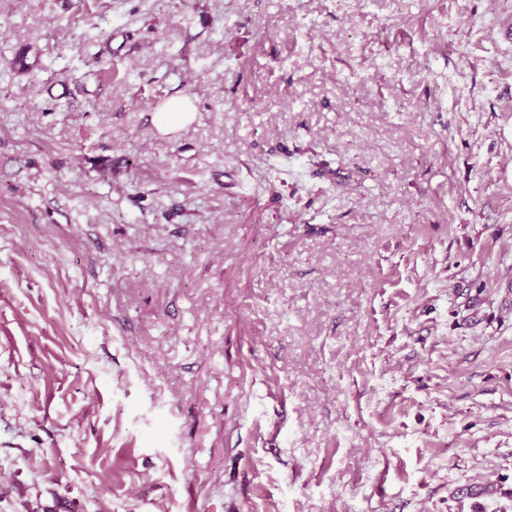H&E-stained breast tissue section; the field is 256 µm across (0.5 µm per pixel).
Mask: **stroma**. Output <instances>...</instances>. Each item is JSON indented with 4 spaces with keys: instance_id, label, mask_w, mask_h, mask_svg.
<instances>
[{
    "instance_id": "35a3bbf8",
    "label": "stroma",
    "mask_w": 512,
    "mask_h": 512,
    "mask_svg": "<svg viewBox=\"0 0 512 512\" xmlns=\"http://www.w3.org/2000/svg\"><path fill=\"white\" fill-rule=\"evenodd\" d=\"M507 26L0 0V512H512Z\"/></svg>"
}]
</instances>
